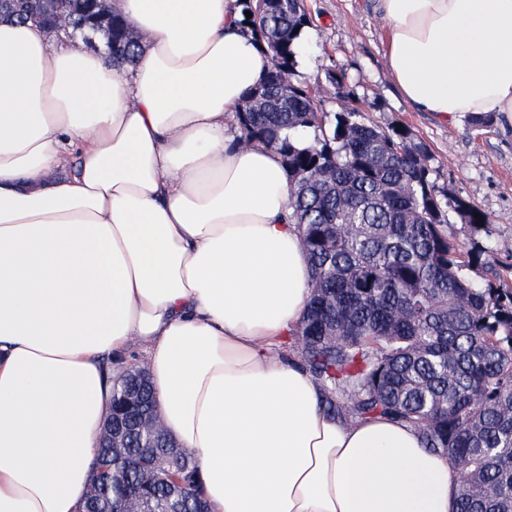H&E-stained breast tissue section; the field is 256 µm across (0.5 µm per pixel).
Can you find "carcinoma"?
I'll use <instances>...</instances> for the list:
<instances>
[{
  "label": "carcinoma",
  "instance_id": "obj_1",
  "mask_svg": "<svg viewBox=\"0 0 512 512\" xmlns=\"http://www.w3.org/2000/svg\"><path fill=\"white\" fill-rule=\"evenodd\" d=\"M99 0L96 32L112 39V69L143 50L130 23ZM245 33L271 59L235 110L238 140L280 154L288 206L312 274L296 330L303 367L328 411L390 417L464 475L458 512H512V293L468 275L477 262L448 231V212L476 224L468 202L439 196L424 151L344 105L324 111L299 80L310 28L302 0H237ZM27 0L0 17L29 22ZM252 17H245V12ZM112 412L127 428L112 477L95 467L84 502L107 495L133 512L141 495L161 512H207L191 453L166 450L147 372L118 368Z\"/></svg>",
  "mask_w": 512,
  "mask_h": 512
}]
</instances>
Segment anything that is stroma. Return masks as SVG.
<instances>
[{"mask_svg":"<svg viewBox=\"0 0 512 512\" xmlns=\"http://www.w3.org/2000/svg\"><path fill=\"white\" fill-rule=\"evenodd\" d=\"M312 26L298 70L324 111L347 103L382 128H403L425 148L438 193L471 203L486 224L452 218L449 229L464 250L488 255L470 276L512 291V116L479 125L417 111L388 70L386 23L375 0H304Z\"/></svg>","mask_w":512,"mask_h":512,"instance_id":"35a3bbf8","label":"stroma"}]
</instances>
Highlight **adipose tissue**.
<instances>
[{"label":"adipose tissue","instance_id":"obj_1","mask_svg":"<svg viewBox=\"0 0 512 512\" xmlns=\"http://www.w3.org/2000/svg\"><path fill=\"white\" fill-rule=\"evenodd\" d=\"M132 79L0 21V512H79L136 345L209 512H457L459 470L324 408L282 157L229 122L270 60L236 0H119ZM416 109L512 115V0H377Z\"/></svg>","mask_w":512,"mask_h":512}]
</instances>
